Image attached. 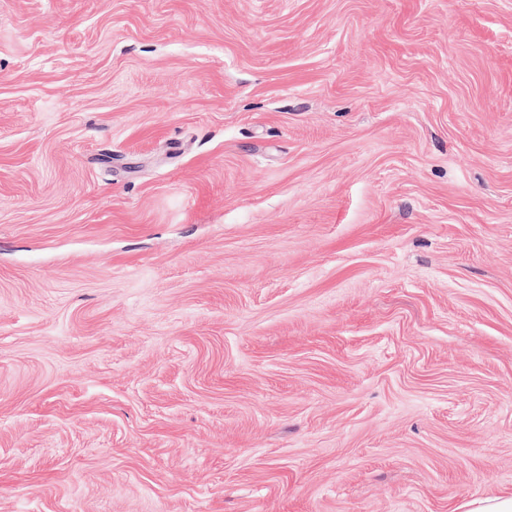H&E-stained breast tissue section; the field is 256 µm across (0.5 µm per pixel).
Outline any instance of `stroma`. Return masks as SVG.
I'll use <instances>...</instances> for the list:
<instances>
[{"label": "stroma", "instance_id": "1", "mask_svg": "<svg viewBox=\"0 0 512 512\" xmlns=\"http://www.w3.org/2000/svg\"><path fill=\"white\" fill-rule=\"evenodd\" d=\"M512 495V0H0V512Z\"/></svg>", "mask_w": 512, "mask_h": 512}]
</instances>
